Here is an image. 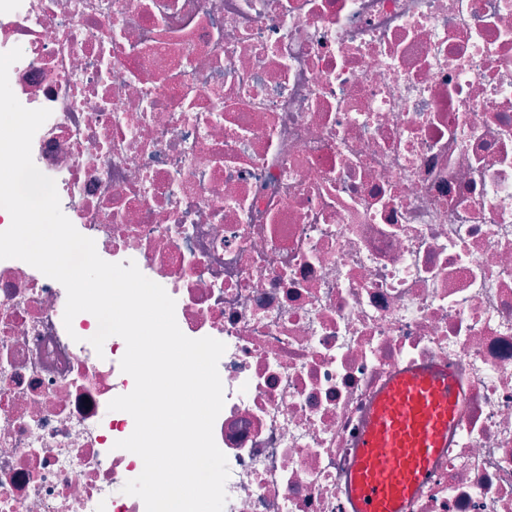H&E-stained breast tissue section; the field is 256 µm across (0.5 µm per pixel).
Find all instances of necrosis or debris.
Listing matches in <instances>:
<instances>
[{"mask_svg":"<svg viewBox=\"0 0 512 512\" xmlns=\"http://www.w3.org/2000/svg\"><path fill=\"white\" fill-rule=\"evenodd\" d=\"M32 141L108 262L225 343L224 512H350L375 393L453 365L410 512H512V0H0ZM0 260V512H145L126 350Z\"/></svg>","mask_w":512,"mask_h":512,"instance_id":"obj_1","label":"necrosis or debris"}]
</instances>
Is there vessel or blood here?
Returning <instances> with one entry per match:
<instances>
[{
	"label": "vessel or blood",
	"mask_w": 512,
	"mask_h": 512,
	"mask_svg": "<svg viewBox=\"0 0 512 512\" xmlns=\"http://www.w3.org/2000/svg\"><path fill=\"white\" fill-rule=\"evenodd\" d=\"M468 392L445 365L401 372L378 392L350 472L352 512H407L460 425Z\"/></svg>",
	"instance_id": "1"
}]
</instances>
